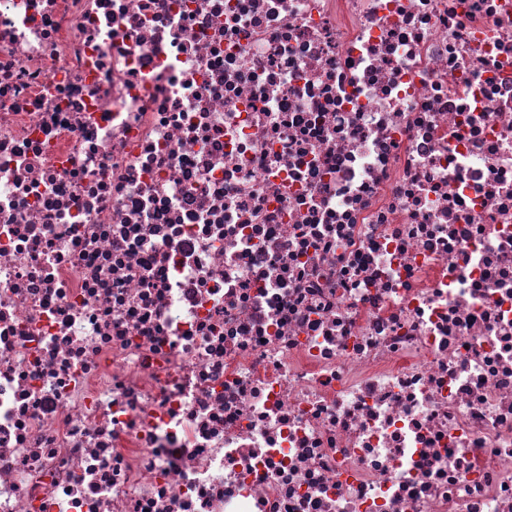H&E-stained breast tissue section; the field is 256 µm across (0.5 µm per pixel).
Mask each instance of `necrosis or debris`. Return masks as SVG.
I'll return each mask as SVG.
<instances>
[{"instance_id":"1","label":"necrosis or debris","mask_w":512,"mask_h":512,"mask_svg":"<svg viewBox=\"0 0 512 512\" xmlns=\"http://www.w3.org/2000/svg\"><path fill=\"white\" fill-rule=\"evenodd\" d=\"M0 512H512V0H0Z\"/></svg>"}]
</instances>
